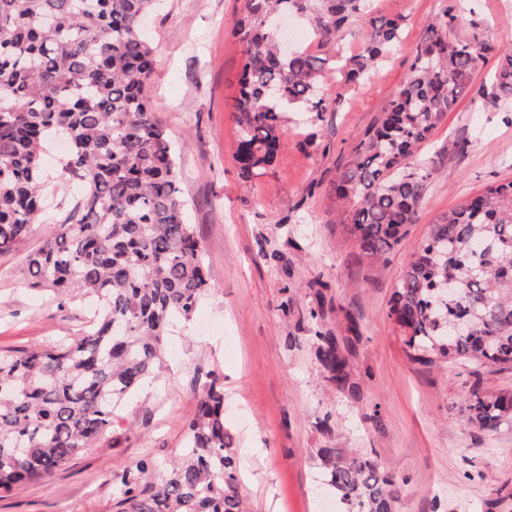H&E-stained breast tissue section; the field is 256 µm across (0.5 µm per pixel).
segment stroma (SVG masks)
<instances>
[{
	"mask_svg": "<svg viewBox=\"0 0 512 512\" xmlns=\"http://www.w3.org/2000/svg\"><path fill=\"white\" fill-rule=\"evenodd\" d=\"M398 19L400 41L364 83H347L339 56L357 51L359 23L335 48L294 21L324 79L340 95L320 117L288 115L274 165L244 180L235 160L231 107L245 46L231 25L242 0H161L147 20L154 49L150 106L179 157L187 201L211 288L191 321L176 322L159 376L117 410L99 447L49 479L0 498V512H112L125 471L149 458L173 460L183 423L212 380L224 385V417L236 438L249 512H321L318 451L343 448L374 459L399 489L395 512H512V421L466 427L457 408L472 385L512 393V369L464 362L411 363L388 317L393 288L432 224L469 195L512 180V104L479 95L498 59L489 56L421 155L434 175L416 223L382 259L363 255L331 188L394 97L435 17L455 14L453 36L498 46L512 40V0H371ZM43 223L0 254V351L54 347L83 336L96 308L29 288L21 269L47 235ZM336 336L356 393L338 391L316 358V332ZM234 355L225 358V345Z\"/></svg>",
	"mask_w": 512,
	"mask_h": 512,
	"instance_id": "35a3bbf8",
	"label": "stroma"
}]
</instances>
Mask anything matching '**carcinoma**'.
I'll use <instances>...</instances> for the list:
<instances>
[{"label": "carcinoma", "instance_id": "carcinoma-1", "mask_svg": "<svg viewBox=\"0 0 512 512\" xmlns=\"http://www.w3.org/2000/svg\"><path fill=\"white\" fill-rule=\"evenodd\" d=\"M158 0H0V253L43 220L47 143L67 137L62 170L83 186L69 215L30 253L28 285L61 299L97 297L92 329L72 343L0 353V494L48 479L106 434L112 414L156 375L174 320L192 318L211 288L179 187L178 158L153 117L147 88L153 48L142 35ZM366 0H243L233 20L245 44L233 114L243 178L272 166L284 114H320L338 103L320 86L324 59L285 54L274 18L313 22L326 45L360 20L359 52L343 60L365 79L399 40L397 21L364 11ZM443 12L417 47L395 98L356 147L336 198L351 205L348 232L380 257L415 222L433 168L410 163L487 54V43L450 37ZM493 95L512 98V47L501 51ZM388 317L417 364L470 361L512 369V182L462 200L431 226L396 283ZM325 378L355 392L336 337L318 334ZM492 430L512 417V394L477 387L459 407ZM181 453L159 477L152 460L121 479L114 512H246L234 437L224 424V386L212 381L186 422ZM323 484L341 512H395L398 490L374 461L319 450Z\"/></svg>", "mask_w": 512, "mask_h": 512}]
</instances>
